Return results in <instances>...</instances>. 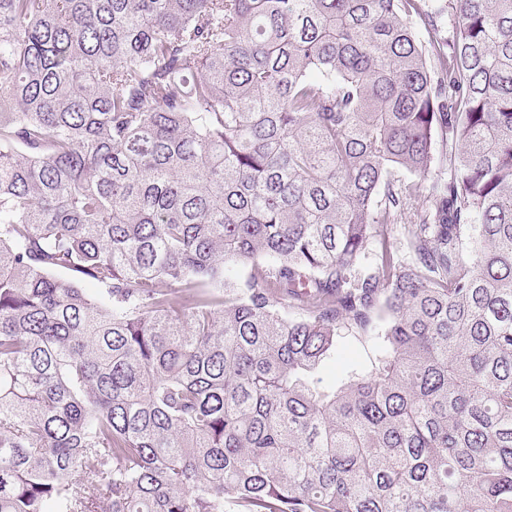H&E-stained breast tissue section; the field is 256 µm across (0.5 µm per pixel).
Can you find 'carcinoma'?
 <instances>
[{
  "instance_id": "carcinoma-1",
  "label": "carcinoma",
  "mask_w": 512,
  "mask_h": 512,
  "mask_svg": "<svg viewBox=\"0 0 512 512\" xmlns=\"http://www.w3.org/2000/svg\"><path fill=\"white\" fill-rule=\"evenodd\" d=\"M105 502L512 512V0H0V512ZM371 334L340 336L336 351L314 375L313 385L318 388L337 386L351 374L369 372L384 354L382 339L377 337V332Z\"/></svg>"
}]
</instances>
